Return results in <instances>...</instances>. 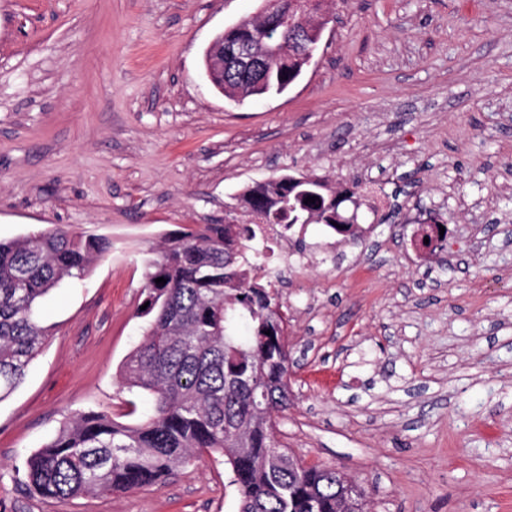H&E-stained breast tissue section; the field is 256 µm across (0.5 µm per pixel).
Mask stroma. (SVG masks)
I'll return each instance as SVG.
<instances>
[{"instance_id":"stroma-1","label":"stroma","mask_w":512,"mask_h":512,"mask_svg":"<svg viewBox=\"0 0 512 512\" xmlns=\"http://www.w3.org/2000/svg\"><path fill=\"white\" fill-rule=\"evenodd\" d=\"M261 0H0V240L64 227L112 249L36 307L50 339L0 401V512H237L223 458L165 484L28 496L25 456L75 413L119 419L145 265L174 233L243 216L285 175L370 182L369 233L279 285L292 362L280 447L342 468L370 512H512V0H331L314 63L229 103L215 35ZM433 208L440 255L409 246Z\"/></svg>"}]
</instances>
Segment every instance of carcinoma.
I'll use <instances>...</instances> for the list:
<instances>
[{"label": "carcinoma", "mask_w": 512, "mask_h": 512, "mask_svg": "<svg viewBox=\"0 0 512 512\" xmlns=\"http://www.w3.org/2000/svg\"><path fill=\"white\" fill-rule=\"evenodd\" d=\"M299 56L278 57L257 89L228 75L215 88L235 103L285 92L305 71ZM309 196L313 203H304ZM261 224H345L340 201L318 176L255 184L239 197ZM243 224H201L173 236L148 260L141 339L120 367L121 386L151 397L128 424L81 413L24 463L26 489L44 499L102 490L126 493L164 484L180 466L220 455L238 512H364L365 491L336 468L288 467L273 414L288 408L287 322L273 315L276 289L247 278L264 253ZM110 249L101 237L62 227L0 241V402L9 397L49 334L34 317L38 299L65 278L85 277ZM166 279L158 284L157 278ZM270 334H265V331Z\"/></svg>", "instance_id": "cac0c4a2"}]
</instances>
